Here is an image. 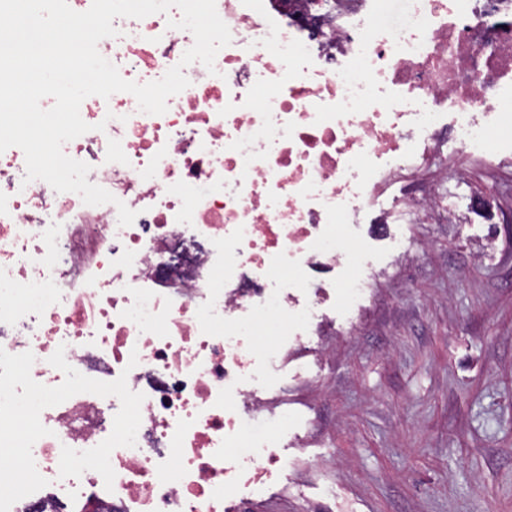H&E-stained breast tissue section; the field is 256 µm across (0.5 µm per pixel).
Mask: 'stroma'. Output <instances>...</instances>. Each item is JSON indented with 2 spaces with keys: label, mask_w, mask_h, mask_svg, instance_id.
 Returning <instances> with one entry per match:
<instances>
[{
  "label": "stroma",
  "mask_w": 512,
  "mask_h": 512,
  "mask_svg": "<svg viewBox=\"0 0 512 512\" xmlns=\"http://www.w3.org/2000/svg\"><path fill=\"white\" fill-rule=\"evenodd\" d=\"M462 223L402 224L394 278L358 305L330 289L335 331L288 354L291 423L278 469L224 512H512V149L471 167Z\"/></svg>",
  "instance_id": "obj_1"
}]
</instances>
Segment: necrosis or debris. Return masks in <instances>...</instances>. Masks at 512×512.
<instances>
[{"label":"necrosis or debris","mask_w":512,"mask_h":512,"mask_svg":"<svg viewBox=\"0 0 512 512\" xmlns=\"http://www.w3.org/2000/svg\"><path fill=\"white\" fill-rule=\"evenodd\" d=\"M232 41L214 70L149 115L117 92L81 107L64 153L113 202L26 181L0 153V348L32 352L34 381L81 374L143 393L137 443L59 475L63 447L112 432L117 397L41 411L32 456L47 484L10 512H224L243 473L268 474L288 439L272 413L290 345L314 335L326 289L349 300L377 261L345 229L436 158L494 163L512 129V0H216ZM178 8L114 18L98 44L124 79H161L194 43ZM181 65V64H180ZM136 211L118 223L117 203ZM137 365H130V358Z\"/></svg>","instance_id":"necrosis-or-debris-1"}]
</instances>
